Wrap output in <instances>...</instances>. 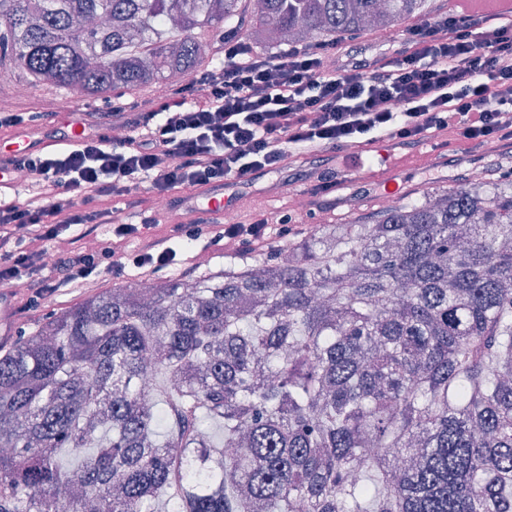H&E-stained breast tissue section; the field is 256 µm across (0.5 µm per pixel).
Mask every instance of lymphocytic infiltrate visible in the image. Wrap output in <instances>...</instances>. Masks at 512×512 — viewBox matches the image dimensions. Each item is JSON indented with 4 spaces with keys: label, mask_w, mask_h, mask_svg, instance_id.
Listing matches in <instances>:
<instances>
[{
    "label": "lymphocytic infiltrate",
    "mask_w": 512,
    "mask_h": 512,
    "mask_svg": "<svg viewBox=\"0 0 512 512\" xmlns=\"http://www.w3.org/2000/svg\"><path fill=\"white\" fill-rule=\"evenodd\" d=\"M404 41L396 56L368 59L347 37L260 55L228 35L221 66L168 88L152 106L84 111L78 143L6 156L38 193L21 203L0 200V284H9L12 298L25 285L31 308L105 274L143 281L178 263L176 239L231 240L243 252L273 248L288 236L287 224H210L174 192L247 186L294 157L339 163L378 141L407 149L444 132L512 153V17L447 11L411 26ZM115 128L123 137H112ZM144 185L186 222L158 236L155 218L121 221L111 199ZM103 224L112 227V243L87 248ZM135 238L137 251H121ZM60 239L67 248L48 251Z\"/></svg>",
    "instance_id": "1"
}]
</instances>
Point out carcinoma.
<instances>
[{
    "mask_svg": "<svg viewBox=\"0 0 512 512\" xmlns=\"http://www.w3.org/2000/svg\"><path fill=\"white\" fill-rule=\"evenodd\" d=\"M256 41L425 0H247ZM239 0H0V68L85 96L188 78ZM224 427L217 445L212 433ZM512 512V178L330 242L109 288L0 355V512Z\"/></svg>",
    "mask_w": 512,
    "mask_h": 512,
    "instance_id": "carcinoma-1",
    "label": "carcinoma"
}]
</instances>
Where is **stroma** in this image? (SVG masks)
<instances>
[{"instance_id": "1", "label": "stroma", "mask_w": 512, "mask_h": 512, "mask_svg": "<svg viewBox=\"0 0 512 512\" xmlns=\"http://www.w3.org/2000/svg\"><path fill=\"white\" fill-rule=\"evenodd\" d=\"M19 72L0 71V106L18 105L30 109H51L61 112H74L85 108L108 111L116 99L115 94L107 93L96 97H81L67 90L52 86L30 87L27 93L17 94L16 85L23 83ZM430 151L423 145L412 150L396 151L392 154L393 172L396 178L412 179L414 196L427 192L454 188L464 183L470 168L480 167L487 178L496 179L512 173V155L501 154L482 147H474L459 140H451L447 147L448 158L440 166L426 162ZM384 174L364 168L346 170L342 184L334 191L325 194L324 204L317 211L305 234L320 236L335 230L337 225L348 224L359 218L374 215L382 207L387 194L384 189ZM313 180L306 178L297 165H290L279 174L256 177L252 186L243 188L241 197L234 207L225 211V218L244 221L251 214L284 215L294 211L296 202H308ZM248 252H235L220 247L204 252L195 265H176L153 274V281L165 280L180 274H199L206 271L217 272L232 264H242L251 260ZM116 282L104 278L89 289H74L68 294L51 296L41 305L16 312L11 336L0 340V353L11 349L21 336L29 335L39 325L59 315L86 298L115 287Z\"/></svg>"}]
</instances>
